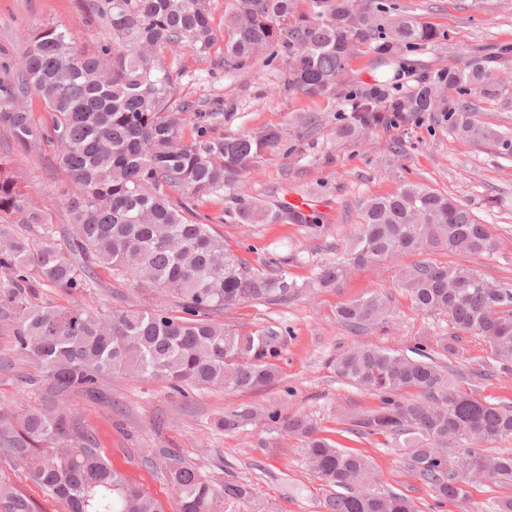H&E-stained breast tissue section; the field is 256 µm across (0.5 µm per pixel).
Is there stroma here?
Segmentation results:
<instances>
[{
  "label": "stroma",
  "mask_w": 512,
  "mask_h": 512,
  "mask_svg": "<svg viewBox=\"0 0 512 512\" xmlns=\"http://www.w3.org/2000/svg\"><path fill=\"white\" fill-rule=\"evenodd\" d=\"M392 2L443 32L444 40L427 53L388 63L372 53L356 54L328 96L288 89V58L276 48L264 50L240 69L225 70L222 33L232 0H208L217 39L206 54L183 43L165 55L166 66L177 74L179 98L196 106L182 115L185 140L268 128L287 131L275 155L261 160L241 190V198L265 210V223H242L237 199L229 193L202 196L193 205L195 216L223 235L235 254L257 268L277 258L281 270L300 287L288 303L252 301L219 315L225 327L242 333L274 329L285 336L276 382L253 392L199 388L183 397L165 381L115 374L102 381L96 395L56 396L24 384L33 368L16 355L13 327L1 317L0 407L22 403L66 408L94 435L101 455L159 499L164 512H179V503L163 474L158 454L162 448L178 452L215 482L230 473L252 484L269 512H325V486L309 471L295 437L270 432L262 422L232 432L215 430L217 418L243 404L282 415L307 414L321 436L368 458L376 476L374 490L405 495L419 512H491L493 502L512 497V485L476 479L467 484L464 498L435 506L431 489L399 451L383 445L381 438H362L348 430L352 416L380 404L377 396L336 374L337 355L364 342L408 355L416 347L432 349L437 340L448 338L456 349L443 358L451 382L490 402L512 403V379L475 376L488 360L484 342L471 333L455 336L447 315L422 313L397 285L400 268L423 261L464 265L486 279L512 283V159H502L491 147L454 138L441 119L431 116L375 127L361 142L336 135L353 87L381 83L394 93L410 91L421 70L461 64L485 43L512 44V0ZM83 4L84 0H0V45L21 54L25 32L58 25L75 31L83 47L95 49L109 33L86 23ZM0 156L11 161L43 214V224L22 225V232L37 238L48 227L58 240H65L70 229L61 195L66 177L53 151L45 147L29 154L16 152L8 131L0 129ZM408 182L472 208L482 223L492 225L498 247L479 254L408 253L353 267L334 287H312L317 264L349 246L360 222V201L395 193ZM298 196L315 200V207L305 221L282 219L287 200ZM96 278V287L81 295L43 287L36 300L91 311L148 310L157 302L149 291L113 278L108 270L98 269ZM372 291L386 298V324L363 332L341 326L337 309ZM0 474L33 498L41 512H67L64 503L46 497L33 482L30 463H9L0 457Z\"/></svg>",
  "instance_id": "obj_1"
}]
</instances>
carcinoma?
I'll use <instances>...</instances> for the list:
<instances>
[{"label":"carcinoma","instance_id":"carcinoma-1","mask_svg":"<svg viewBox=\"0 0 512 512\" xmlns=\"http://www.w3.org/2000/svg\"><path fill=\"white\" fill-rule=\"evenodd\" d=\"M317 10L293 12L295 0H234L224 22V67L238 69L263 50L288 54V88L325 94L339 81L355 52L381 56L419 54L435 46L438 30L414 16L396 14L386 0H314ZM88 19L110 33L94 53L79 47L76 33L44 26L26 35L18 58L0 49V127L17 149L65 143L57 155L69 188L64 200L71 232L61 243L47 228L31 238L19 224L42 216L0 159V308L13 322L14 350L31 360L35 374L25 384L49 383L59 394H93L102 377L134 373L184 390L219 387L253 391L275 380L285 339L275 330L241 333L210 319L247 301L278 303L298 285L271 261L256 268L224 245L211 225L189 217L187 198L238 190L260 159L280 145L283 132L224 135L186 141L177 113L176 80L164 52L188 43L198 53L216 40L205 0H92ZM512 44L475 50L461 65L419 74L410 93L393 95L379 86L356 88L349 114L337 130L358 137L380 125L439 115L448 134L487 144L512 157V136L476 119L473 98H493L512 87L503 67ZM37 93L51 114L37 124L23 104ZM497 247L490 225L471 208L420 184L365 200L351 246L318 265L314 284L330 288L354 265L410 252L483 253ZM106 268L138 288L179 300L181 314L164 305L145 311L90 312L50 302L31 303L37 285L69 295L96 285ZM398 285L415 307L445 314L454 329L483 338L495 372L512 377V286L487 281L463 265L415 264L400 270ZM384 298L371 292L337 310L348 328L385 320ZM336 373L372 392L381 406L352 418L356 433L381 436L401 451L441 505L464 495L473 475L512 484V455L479 451L488 441L512 439V405L502 406L455 390L448 374L417 347L411 358L362 344L336 358ZM418 392L408 400L401 393ZM267 419L300 441L315 475L331 489L327 512H417L414 502L370 489L372 468L361 454L336 447L301 413L282 416L242 406L224 413L217 428L233 431ZM33 466L45 496L68 512H163L160 502L115 470L93 436L55 408H0V453ZM165 476L180 512H224V501L247 512H264L256 489L227 478L217 484L179 455L169 453ZM0 512H37L36 504L0 476Z\"/></svg>","mask_w":512,"mask_h":512}]
</instances>
